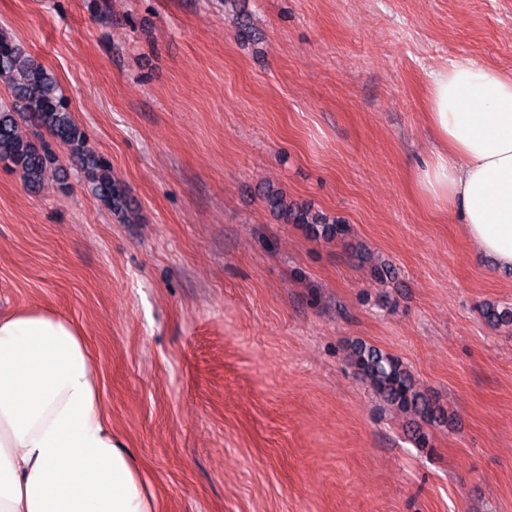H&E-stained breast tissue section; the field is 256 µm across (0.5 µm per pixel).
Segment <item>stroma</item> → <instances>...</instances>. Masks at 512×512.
<instances>
[{
	"mask_svg": "<svg viewBox=\"0 0 512 512\" xmlns=\"http://www.w3.org/2000/svg\"><path fill=\"white\" fill-rule=\"evenodd\" d=\"M239 8L258 41L224 0H0L137 208L119 223L69 160L64 194L0 167V312L81 325L157 512H512V329L481 316L512 273L412 189L431 73L512 72V0ZM268 186L347 234L283 223ZM358 343L451 416L431 447L354 374Z\"/></svg>",
	"mask_w": 512,
	"mask_h": 512,
	"instance_id": "35a3bbf8",
	"label": "stroma"
}]
</instances>
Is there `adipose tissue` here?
I'll list each match as a JSON object with an SVG mask.
<instances>
[{"label": "adipose tissue", "mask_w": 512, "mask_h": 512, "mask_svg": "<svg viewBox=\"0 0 512 512\" xmlns=\"http://www.w3.org/2000/svg\"><path fill=\"white\" fill-rule=\"evenodd\" d=\"M425 118L437 147L414 171L417 196L459 215L478 259L512 270V74L450 60ZM0 512H156L80 327L54 309L0 315Z\"/></svg>", "instance_id": "adipose-tissue-1"}]
</instances>
